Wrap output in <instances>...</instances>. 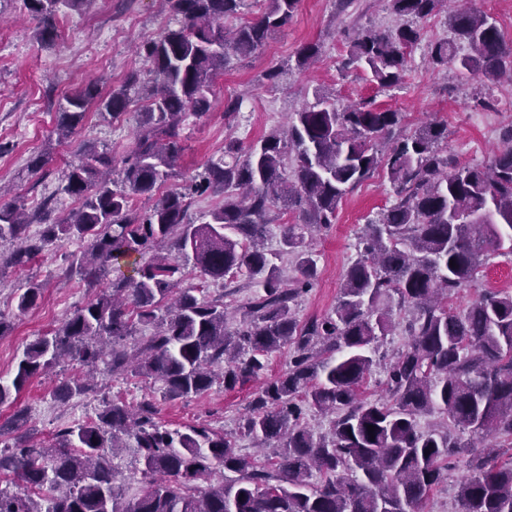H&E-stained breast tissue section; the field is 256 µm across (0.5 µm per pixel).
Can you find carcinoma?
I'll use <instances>...</instances> for the list:
<instances>
[{"instance_id":"obj_1","label":"carcinoma","mask_w":512,"mask_h":512,"mask_svg":"<svg viewBox=\"0 0 512 512\" xmlns=\"http://www.w3.org/2000/svg\"><path fill=\"white\" fill-rule=\"evenodd\" d=\"M90 2L25 0L45 39L56 36L62 10ZM165 3L179 27L140 45L156 83L118 179L108 175L112 159L86 144L62 187L81 201L77 211L50 224L47 211L31 217L15 205L0 207V238L21 241L6 264L88 238L75 269L91 282L105 270L118 273L111 289L25 346L13 379L0 381V405L64 357L101 365L111 376L153 378L165 398L177 400L208 391L214 364L222 366L226 389L265 378L268 358L288 347V370L265 378L241 425L243 436L271 454H243L205 425L171 430L151 406L135 413L114 400L94 419L61 429L49 447L31 442L0 451V472L17 478L13 489L0 487V512H422L464 454L469 473L455 512H512V292L483 289L464 312L448 310L449 296L479 287L491 254H512V125L503 128V147L488 165H462L439 150L446 125L429 122L397 136L402 113L368 101L338 105L321 93L316 105L292 113L285 128L246 151L226 142L231 161L211 164L193 193L170 191L141 213L133 198L153 195L173 176L186 112L205 113L214 78L287 25L300 0H265L259 16L232 28L224 21L242 14L245 0ZM387 3L401 23L357 30L342 60L344 69L364 66L381 90L402 83L408 50L421 39L418 23L448 6ZM449 26L451 37L426 45L432 70L484 84L512 82V44L491 16L460 4ZM464 45L469 53L462 55ZM319 51L317 43L301 46L296 67L306 68ZM138 94L134 75L106 95L88 83L65 98L58 138L71 137L91 109L102 117L124 113ZM380 166L394 203L365 225L336 307L302 325L294 306L317 276L304 231L335 223L345 194ZM208 192L224 202L197 224L188 219L191 199ZM288 212L297 215L282 232L298 272L290 287L265 246L269 224ZM35 221L44 228L31 237ZM162 244L175 254L154 253ZM128 259L133 274L126 276L120 261ZM190 267L205 281L245 274L261 288L236 327H229L221 299L179 287ZM41 294V285L30 284L17 295L18 311L35 306ZM395 307L406 315L409 342L390 365L385 395L361 399ZM148 324L156 327L153 335L127 344ZM308 410L329 417L326 432L307 427ZM435 411L445 422L421 430L418 418ZM501 437L503 444L476 448ZM130 446L146 483L133 497L113 466L118 450ZM221 471L220 484L198 486Z\"/></svg>"}]
</instances>
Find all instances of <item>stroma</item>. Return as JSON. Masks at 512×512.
<instances>
[{"instance_id": "obj_1", "label": "stroma", "mask_w": 512, "mask_h": 512, "mask_svg": "<svg viewBox=\"0 0 512 512\" xmlns=\"http://www.w3.org/2000/svg\"><path fill=\"white\" fill-rule=\"evenodd\" d=\"M395 23L384 0H354L345 11L338 0H301L287 26L275 31L250 57L233 61L216 79L207 113L201 117L188 114L182 130L185 150L174 176L161 184V191L184 190L207 165L223 160L228 140L248 145L271 129L284 127L290 113L314 105L321 90L335 95L341 104L370 98L378 107L402 112L401 131L405 134L426 122L445 124L448 137L440 144L443 153L464 164L489 163L500 147V129L512 123V84L487 87L472 79H446L427 65V41L451 34L446 13L421 21L424 41L413 48L399 88L380 90L363 69L342 68L357 29H384ZM177 25L163 0H92L83 11L59 14L56 39L45 41L24 0H0V186L9 190L0 197V206L16 202L30 212L47 206L56 219L77 207V199L64 193L62 186L70 168L79 163L83 145L93 143L113 163H120L135 146L137 114L144 101L136 99L116 119L88 112L70 139L61 143L54 128L65 96L98 77L103 78L106 93L123 85L133 73L143 86H151V66L137 54L136 46ZM309 42L321 46L314 67L289 69L276 85L265 80L270 67L294 59L297 50ZM231 97L241 98L242 104L237 114L229 117L224 103ZM394 199L386 171L377 170L343 198L335 224L320 232H306L318 276L297 303L300 322L322 318L335 307L343 274L358 257L362 227ZM87 246V241L72 240L49 247L25 264L5 266L1 259L16 244L9 238L0 239V319L10 324L9 331L0 336L1 379H12L29 342L109 288L111 276L92 284L68 274L74 255ZM33 282L42 285V296L28 312H19L17 296ZM184 283L203 285L207 298L223 297L230 317L236 319L254 293L242 276L205 283L191 273ZM407 341L402 324H395L380 345L381 359L373 368L364 397L373 400L381 396L387 364ZM84 373L79 365L62 364L49 375L33 378L14 403L0 406V449L14 447L21 436L14 425L18 410H27L28 426L36 438L52 444L61 428L93 418L104 401L119 399L135 409L152 405L156 420L167 428L183 430L206 424L235 436L241 452L254 451L251 440L239 437L238 426L260 391L261 380L231 390L218 382L203 395L168 400L161 383L154 379L102 376L93 391L63 402L55 398L57 387Z\"/></svg>"}]
</instances>
